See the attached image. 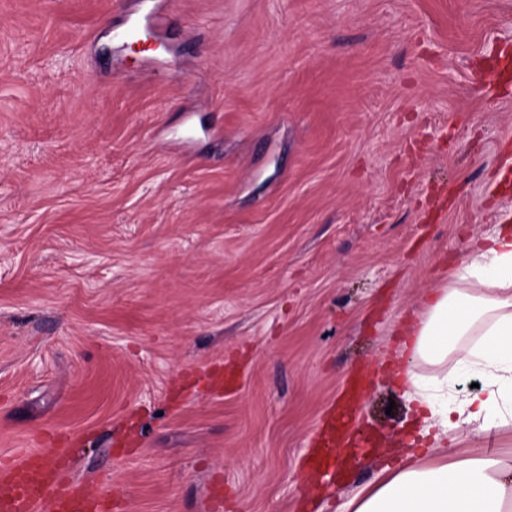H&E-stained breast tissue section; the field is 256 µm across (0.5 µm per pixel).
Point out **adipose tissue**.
Listing matches in <instances>:
<instances>
[{
    "mask_svg": "<svg viewBox=\"0 0 512 512\" xmlns=\"http://www.w3.org/2000/svg\"><path fill=\"white\" fill-rule=\"evenodd\" d=\"M456 285L430 295L399 355L402 385L421 426L418 438L433 448L455 445L460 434L490 437L512 426V224H497L482 247L453 273ZM456 364L477 391L457 397ZM428 365L430 374L419 372ZM383 468L377 485L350 499L344 512H512V464L496 453L454 462Z\"/></svg>",
    "mask_w": 512,
    "mask_h": 512,
    "instance_id": "ef3b65f1",
    "label": "adipose tissue"
}]
</instances>
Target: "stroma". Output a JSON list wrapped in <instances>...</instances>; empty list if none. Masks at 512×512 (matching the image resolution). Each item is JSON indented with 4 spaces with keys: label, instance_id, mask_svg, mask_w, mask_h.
<instances>
[{
    "label": "stroma",
    "instance_id": "stroma-1",
    "mask_svg": "<svg viewBox=\"0 0 512 512\" xmlns=\"http://www.w3.org/2000/svg\"><path fill=\"white\" fill-rule=\"evenodd\" d=\"M505 48L512 0H0V456L126 512L374 487L309 450L357 376L415 426L404 329L512 212Z\"/></svg>",
    "mask_w": 512,
    "mask_h": 512
}]
</instances>
